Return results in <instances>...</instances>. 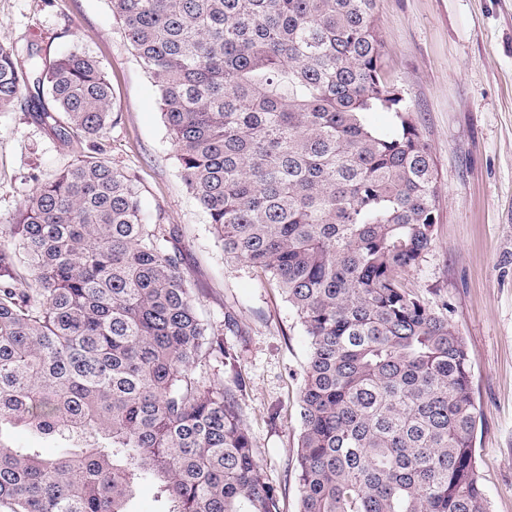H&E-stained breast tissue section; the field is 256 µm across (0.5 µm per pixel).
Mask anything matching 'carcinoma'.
Listing matches in <instances>:
<instances>
[{"mask_svg": "<svg viewBox=\"0 0 512 512\" xmlns=\"http://www.w3.org/2000/svg\"><path fill=\"white\" fill-rule=\"evenodd\" d=\"M109 2L224 256L269 274L307 336L300 512H490L465 341L401 283L432 245L437 172L377 0ZM25 90L64 141L115 121L84 52L0 43V112ZM161 221L96 153L0 225V512H129L140 484L164 512H280L235 394L194 373L235 354ZM17 424L61 443L15 447Z\"/></svg>", "mask_w": 512, "mask_h": 512, "instance_id": "1", "label": "carcinoma"}]
</instances>
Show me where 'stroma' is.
Returning a JSON list of instances; mask_svg holds the SVG:
<instances>
[{
  "mask_svg": "<svg viewBox=\"0 0 512 512\" xmlns=\"http://www.w3.org/2000/svg\"><path fill=\"white\" fill-rule=\"evenodd\" d=\"M385 72L413 110L437 170L434 240L403 284L464 336L475 448L490 512H512V0H378ZM0 41L44 59L79 50L109 75L117 120L96 142L56 138L20 96L0 112V225L39 183L100 149L133 176L145 212L176 228L198 312L237 360L203 361L208 386L238 392L256 459L299 512L305 332L276 283L224 257L187 192L160 109L108 0H0Z\"/></svg>",
  "mask_w": 512,
  "mask_h": 512,
  "instance_id": "1",
  "label": "stroma"
}]
</instances>
